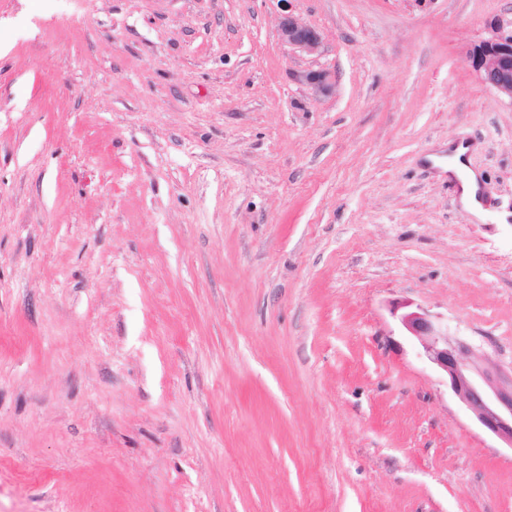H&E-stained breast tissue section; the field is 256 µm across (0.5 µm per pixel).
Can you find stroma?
Masks as SVG:
<instances>
[{
    "label": "stroma",
    "mask_w": 512,
    "mask_h": 512,
    "mask_svg": "<svg viewBox=\"0 0 512 512\" xmlns=\"http://www.w3.org/2000/svg\"><path fill=\"white\" fill-rule=\"evenodd\" d=\"M291 6L0 0V512H512L392 314L512 366V0ZM282 7L277 29L281 44L307 54L318 52L323 40L321 33L295 15L289 5ZM489 36L469 52L467 61L487 87L512 99V16L487 23ZM294 80L307 87L315 98L326 97L334 91L335 76L328 70H304L293 74ZM469 151L468 146L460 144L455 146L448 154V178L449 174H455L460 180L459 196L463 206L475 214L480 212L478 199L479 184L475 175L468 169L464 162L465 155Z\"/></svg>",
    "instance_id": "stroma-1"
}]
</instances>
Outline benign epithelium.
I'll use <instances>...</instances> for the list:
<instances>
[{"instance_id": "obj_1", "label": "benign epithelium", "mask_w": 512, "mask_h": 512, "mask_svg": "<svg viewBox=\"0 0 512 512\" xmlns=\"http://www.w3.org/2000/svg\"><path fill=\"white\" fill-rule=\"evenodd\" d=\"M283 3L278 38L285 47L307 54L319 51L322 35ZM489 36L469 52L467 61L487 87L512 99V17H497L487 23ZM294 80L316 98L333 93L336 80L328 70H304ZM393 315L409 336L417 356L426 360L446 379L471 421L484 433L512 449V368L482 361L478 348L466 336L453 335L448 324L409 303L393 307Z\"/></svg>"}]
</instances>
